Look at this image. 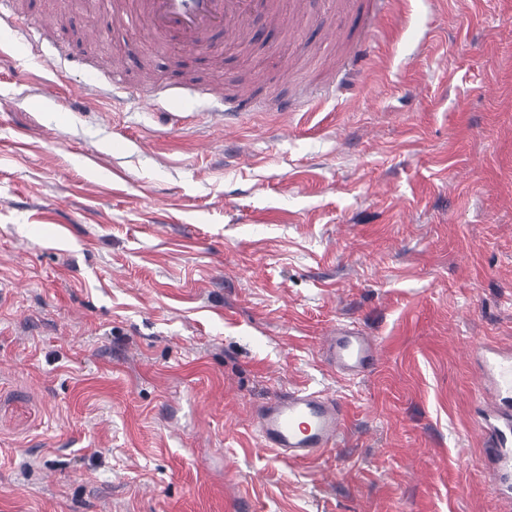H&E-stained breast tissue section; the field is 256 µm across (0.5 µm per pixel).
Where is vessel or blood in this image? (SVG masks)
Returning a JSON list of instances; mask_svg holds the SVG:
<instances>
[{
    "mask_svg": "<svg viewBox=\"0 0 512 512\" xmlns=\"http://www.w3.org/2000/svg\"><path fill=\"white\" fill-rule=\"evenodd\" d=\"M139 21L153 34L186 50H209L211 35L234 34L259 13L274 17V0H136ZM325 362L356 379L377 364L376 343L360 331L337 326L327 340ZM483 361L492 373L501 406L481 422L489 434L485 452L495 458L502 479L512 484V357L488 349ZM346 407L319 392L292 390L278 394L258 410L257 434L263 448L293 462H306L336 447Z\"/></svg>",
    "mask_w": 512,
    "mask_h": 512,
    "instance_id": "1",
    "label": "vessel or blood"
}]
</instances>
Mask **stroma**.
Returning a JSON list of instances; mask_svg holds the SVG:
<instances>
[{
    "mask_svg": "<svg viewBox=\"0 0 512 512\" xmlns=\"http://www.w3.org/2000/svg\"><path fill=\"white\" fill-rule=\"evenodd\" d=\"M12 2L40 52L0 43V512H512L476 363L512 352V0H396L370 41L369 0H280L205 55ZM337 27L366 61L320 60ZM214 86L255 112L225 130ZM339 324L374 371L325 363ZM292 389L348 410L311 462L255 432Z\"/></svg>",
    "mask_w": 512,
    "mask_h": 512,
    "instance_id": "obj_1",
    "label": "stroma"
}]
</instances>
